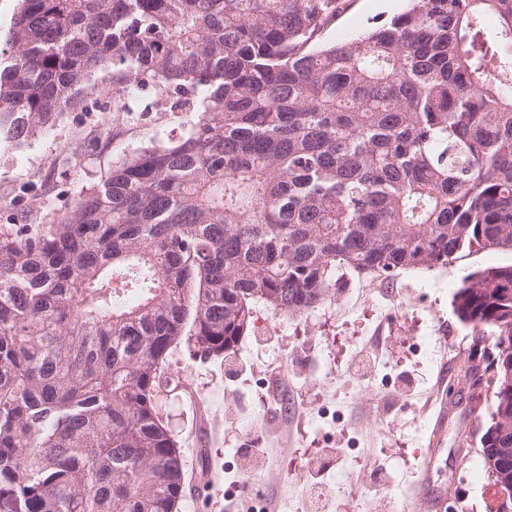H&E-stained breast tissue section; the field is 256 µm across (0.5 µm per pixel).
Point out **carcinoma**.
Here are the masks:
<instances>
[{
  "instance_id": "obj_1",
  "label": "carcinoma",
  "mask_w": 512,
  "mask_h": 512,
  "mask_svg": "<svg viewBox=\"0 0 512 512\" xmlns=\"http://www.w3.org/2000/svg\"><path fill=\"white\" fill-rule=\"evenodd\" d=\"M342 0H23L0 65L19 152L112 74L192 112L60 215L0 224V512H176L184 457L158 403L177 350L225 358L253 306L328 299L336 266L390 280L512 250V0H408L315 43ZM486 14L495 33L483 26ZM495 329L508 427L483 462L512 504V265L464 277Z\"/></svg>"
}]
</instances>
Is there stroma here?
Masks as SVG:
<instances>
[{
	"label": "stroma",
	"instance_id": "stroma-1",
	"mask_svg": "<svg viewBox=\"0 0 512 512\" xmlns=\"http://www.w3.org/2000/svg\"><path fill=\"white\" fill-rule=\"evenodd\" d=\"M406 0H344L323 44L351 40L401 13ZM152 87L136 88L134 113L115 111L112 79L21 152L0 153V224L20 210L53 216L82 187L140 145L186 130L188 115L145 111ZM512 263L511 251H475L445 266L402 271L392 282L336 272L330 299L305 314L255 304L254 331L224 360L171 359L179 391L162 395L194 490L179 512H422L417 483L430 446L444 368L475 357L474 332L453 296L464 276ZM443 445L429 470L446 490L444 512H491V472L474 477L460 447L480 455L491 422L490 389L459 381Z\"/></svg>",
	"mask_w": 512,
	"mask_h": 512
}]
</instances>
